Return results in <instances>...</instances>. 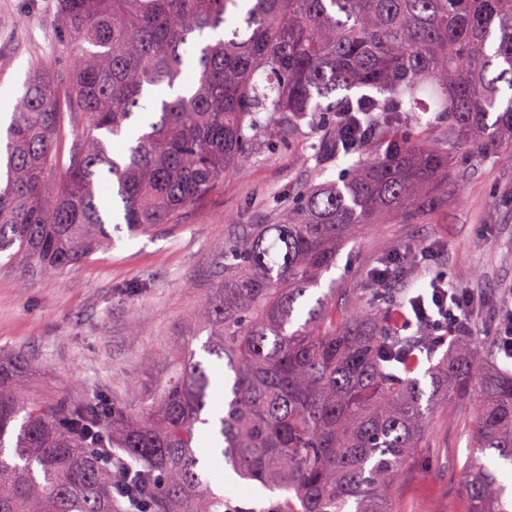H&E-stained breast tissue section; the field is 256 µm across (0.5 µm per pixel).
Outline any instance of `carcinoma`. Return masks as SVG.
I'll use <instances>...</instances> for the list:
<instances>
[{
	"mask_svg": "<svg viewBox=\"0 0 512 512\" xmlns=\"http://www.w3.org/2000/svg\"><path fill=\"white\" fill-rule=\"evenodd\" d=\"M56 26L67 83L34 67L5 130L0 258L55 274L111 250L115 218L173 224L303 125L319 173L348 166L224 242L194 314L224 410L189 350L140 416L105 394L33 400L0 358V512H224L203 441L280 493L273 512H393L432 414L464 403L467 512H512L485 463L512 465V371L487 340L459 329L437 357L397 296L322 288L365 226L463 191L466 148L512 160V0H59Z\"/></svg>",
	"mask_w": 512,
	"mask_h": 512,
	"instance_id": "carcinoma-1",
	"label": "carcinoma"
}]
</instances>
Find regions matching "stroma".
I'll return each mask as SVG.
<instances>
[{"mask_svg": "<svg viewBox=\"0 0 512 512\" xmlns=\"http://www.w3.org/2000/svg\"><path fill=\"white\" fill-rule=\"evenodd\" d=\"M57 0H0V113L33 64L53 60L63 71L55 29ZM316 137H281L182 214L178 223L132 234L114 232L109 253L49 276L12 264L0 266V352L34 361L24 384L48 400L81 401L108 394L128 411L156 397L170 372L169 356L191 347L212 377V409L224 407V363L206 355L207 332L193 320L222 273L224 240L241 224H267L296 191L319 179H337L338 167L317 175ZM432 247L431 263L416 254ZM411 250L415 257L391 280L399 298L416 295L432 275L485 298L475 314L489 344H497L512 308V162L479 158L463 194L418 224H383L361 234L339 255L330 276L352 293L371 287L370 271ZM472 407H442L391 497L394 512H448L462 506L460 470L469 455ZM209 479L223 487L228 512H270L275 501L255 483L224 481L222 466Z\"/></svg>", "mask_w": 512, "mask_h": 512, "instance_id": "stroma-1", "label": "stroma"}]
</instances>
